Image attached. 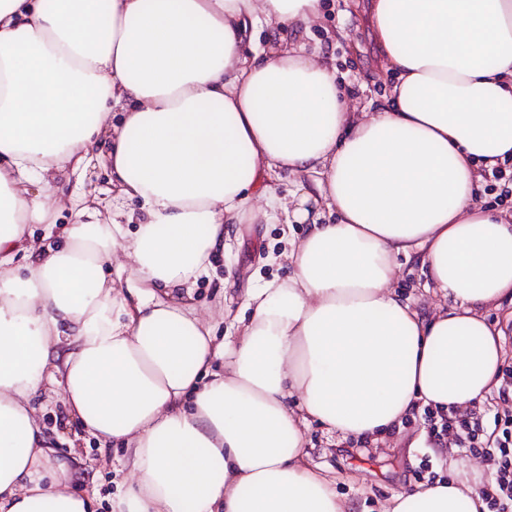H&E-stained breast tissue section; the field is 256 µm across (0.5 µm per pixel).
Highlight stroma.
<instances>
[{
  "label": "stroma",
  "instance_id": "35a3bbf8",
  "mask_svg": "<svg viewBox=\"0 0 512 512\" xmlns=\"http://www.w3.org/2000/svg\"><path fill=\"white\" fill-rule=\"evenodd\" d=\"M320 21L314 23L304 41L332 59L340 86L351 102L370 109L390 89L386 64L366 22L365 11L353 0H322ZM111 136H104L99 155L83 170L65 172L56 186L62 201L55 222L65 226L74 220L67 202L71 195H87L90 204L107 206L115 192L110 182L107 161ZM306 225L288 223L285 216L272 221L231 224L225 232L227 246L214 254L208 278L193 289L189 300L197 314L213 326L216 337H223L230 316L244 313L249 289L265 281L282 278L287 267L282 254L290 239L304 236ZM395 290L426 311H434L437 300L426 293L420 265L399 260ZM41 415L47 432L58 448L59 456L75 455L80 461L77 486L92 498V512H112V505L132 480L130 470L115 471V459L125 456L120 444L99 445L77 422L69 420L60 401L44 394ZM423 410L413 411L400 429L376 438L348 439L341 433L328 432L318 422L305 430L313 462L324 468L336 481L339 497L354 505L355 512H381L393 493L416 489L426 484L429 473L448 481L479 485L488 480L486 463L481 456L457 448L453 451L435 447L428 438Z\"/></svg>",
  "mask_w": 512,
  "mask_h": 512
}]
</instances>
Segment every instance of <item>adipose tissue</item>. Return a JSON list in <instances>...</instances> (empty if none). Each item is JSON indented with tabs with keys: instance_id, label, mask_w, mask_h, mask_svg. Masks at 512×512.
<instances>
[{
	"instance_id": "ef3b65f1",
	"label": "adipose tissue",
	"mask_w": 512,
	"mask_h": 512,
	"mask_svg": "<svg viewBox=\"0 0 512 512\" xmlns=\"http://www.w3.org/2000/svg\"><path fill=\"white\" fill-rule=\"evenodd\" d=\"M367 14L395 82L359 112L322 53L251 45L260 26L305 35L321 0H0V512H90L38 417L48 387L127 448L117 512H353L311 464L310 421L367 437L499 387L485 312L512 320V213L480 196L512 159V0ZM117 105L109 167L138 227L78 197L56 227L51 174L94 158ZM280 212L308 225L287 277L250 289L215 341L184 295L225 225ZM120 248L122 290L105 275ZM401 257L436 311L396 294ZM485 510L444 481L383 512Z\"/></svg>"
}]
</instances>
